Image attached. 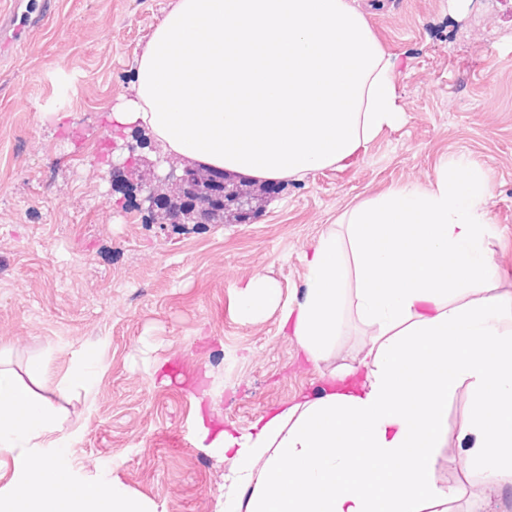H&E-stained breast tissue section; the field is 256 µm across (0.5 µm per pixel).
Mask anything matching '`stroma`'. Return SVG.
Listing matches in <instances>:
<instances>
[{"label": "stroma", "instance_id": "obj_1", "mask_svg": "<svg viewBox=\"0 0 512 512\" xmlns=\"http://www.w3.org/2000/svg\"><path fill=\"white\" fill-rule=\"evenodd\" d=\"M176 0H53L22 49L0 57V346L24 374L41 357L57 386L82 350L104 369L67 403L77 462L111 469L167 512H213L225 463L200 443L245 429L322 389L352 364L366 329L346 312L325 361L306 360L280 312L243 323L239 286L275 279L302 292L304 257L348 208L397 184H427L441 158L484 170L489 247L512 291V0H356L399 61L404 123L348 165L263 195L249 220L162 224L139 210L135 177L112 178V107L131 97L137 61ZM470 406L448 401L435 478L474 488L456 451Z\"/></svg>", "mask_w": 512, "mask_h": 512}]
</instances>
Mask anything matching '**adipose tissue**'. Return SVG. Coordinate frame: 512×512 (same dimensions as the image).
Listing matches in <instances>:
<instances>
[{"label":"adipose tissue","instance_id":"obj_1","mask_svg":"<svg viewBox=\"0 0 512 512\" xmlns=\"http://www.w3.org/2000/svg\"><path fill=\"white\" fill-rule=\"evenodd\" d=\"M398 61L354 0H177L153 30L115 125L164 154L258 182L298 179L354 157L404 120ZM484 171L441 162L427 185H396L346 211L306 256L300 297L256 276L245 323L284 308L311 362L352 307L370 332L339 383L224 431L215 512H448L463 487L434 478L448 399L467 386L461 459L512 487V292L488 247ZM0 348V512H165L117 478L73 462L79 434Z\"/></svg>","mask_w":512,"mask_h":512}]
</instances>
